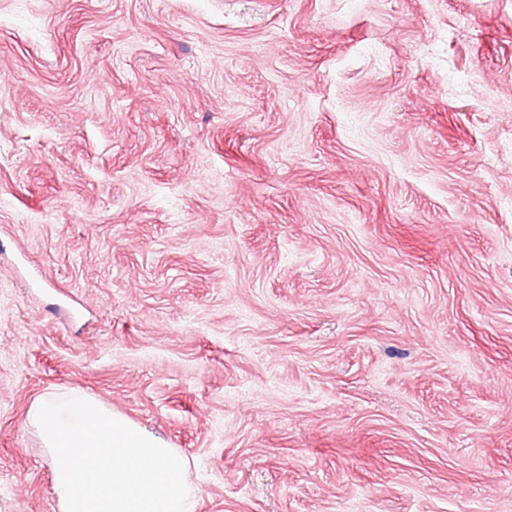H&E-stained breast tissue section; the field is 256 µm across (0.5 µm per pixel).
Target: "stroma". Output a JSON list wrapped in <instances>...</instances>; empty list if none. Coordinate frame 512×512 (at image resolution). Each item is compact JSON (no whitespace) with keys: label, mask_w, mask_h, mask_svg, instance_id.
Returning <instances> with one entry per match:
<instances>
[{"label":"stroma","mask_w":512,"mask_h":512,"mask_svg":"<svg viewBox=\"0 0 512 512\" xmlns=\"http://www.w3.org/2000/svg\"><path fill=\"white\" fill-rule=\"evenodd\" d=\"M68 389L196 512H512V0H0V512Z\"/></svg>","instance_id":"1"}]
</instances>
